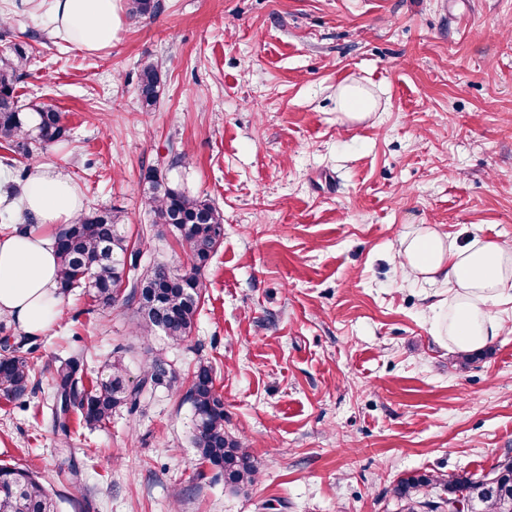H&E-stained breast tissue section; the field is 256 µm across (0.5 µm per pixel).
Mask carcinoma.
<instances>
[{
    "label": "carcinoma",
    "mask_w": 512,
    "mask_h": 512,
    "mask_svg": "<svg viewBox=\"0 0 512 512\" xmlns=\"http://www.w3.org/2000/svg\"><path fill=\"white\" fill-rule=\"evenodd\" d=\"M158 0H127L128 14L150 18L157 14ZM27 54L15 48V59L0 61V138L12 152L23 156L49 144L66 140L61 113L45 105L25 112L15 100L16 84ZM163 83L159 67L146 63L141 68L138 93L147 107L156 104ZM181 161L174 156L167 168H154L146 176L148 205L155 223L173 227L185 241L192 266L182 272L165 265L138 273L140 252L129 249L126 224L112 210L82 214L73 224L56 233L59 254V288L66 295L75 288H89L103 309L122 300L136 304L137 327L141 334L157 332L172 341L191 335L198 313L203 284L199 270L224 239V218L206 199L190 193L169 178ZM80 358L62 363L52 378L55 403L52 423L55 432L69 437L70 415L75 413L89 427L111 421L112 415L137 405L146 389L179 386L178 377L162 360L155 358L142 370L135 385L129 384L122 356L107 364L91 384L84 383ZM35 376L29 358L6 354L0 357V394L8 400L22 399ZM210 364H199L193 372L186 397L193 411L192 441L200 459L218 469L224 483L241 489L253 484L260 467L240 443L224 429V402L215 388ZM0 512H54L47 488L32 473L0 463ZM443 487L444 494L429 490ZM390 493L400 502V512H444L448 499L462 497L470 512H512V459L506 458L488 474L473 478L460 474L408 473L396 479Z\"/></svg>",
    "instance_id": "carcinoma-1"
}]
</instances>
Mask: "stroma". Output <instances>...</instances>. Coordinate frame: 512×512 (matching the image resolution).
Listing matches in <instances>:
<instances>
[{
    "label": "stroma",
    "instance_id": "obj_1",
    "mask_svg": "<svg viewBox=\"0 0 512 512\" xmlns=\"http://www.w3.org/2000/svg\"><path fill=\"white\" fill-rule=\"evenodd\" d=\"M160 3L89 54L27 0H0V59L27 53L19 103L54 106L68 131L16 169L53 163L85 211H120L145 271L189 266L144 202L150 168L181 155L171 179L224 218L188 341L139 335L133 304L64 298L32 342L26 396L0 399V463L40 476L55 512H397L404 473L479 477L512 457V302L501 336L461 366L433 321L447 284L406 274L398 253L416 224L512 244V0ZM146 61L164 74L149 110ZM344 86L371 99L369 118L342 116ZM117 351L130 382L160 358L179 388L56 435L53 369L80 354L93 378ZM201 363L226 432L261 464L248 489L192 442Z\"/></svg>",
    "mask_w": 512,
    "mask_h": 512
}]
</instances>
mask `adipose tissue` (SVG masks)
Masks as SVG:
<instances>
[{
	"label": "adipose tissue",
	"instance_id": "ef3b65f1",
	"mask_svg": "<svg viewBox=\"0 0 512 512\" xmlns=\"http://www.w3.org/2000/svg\"><path fill=\"white\" fill-rule=\"evenodd\" d=\"M46 29L64 35L83 51L111 47L120 25L119 0H31ZM15 226L0 233V316L26 334L51 328L62 314L54 238L83 211L79 185L51 163L34 165L16 187L0 184V211ZM401 256L421 280L451 284L446 333L463 352L476 350L502 333L494 311L512 300V246L472 235L464 244L431 227L407 234Z\"/></svg>",
	"mask_w": 512,
	"mask_h": 512
}]
</instances>
